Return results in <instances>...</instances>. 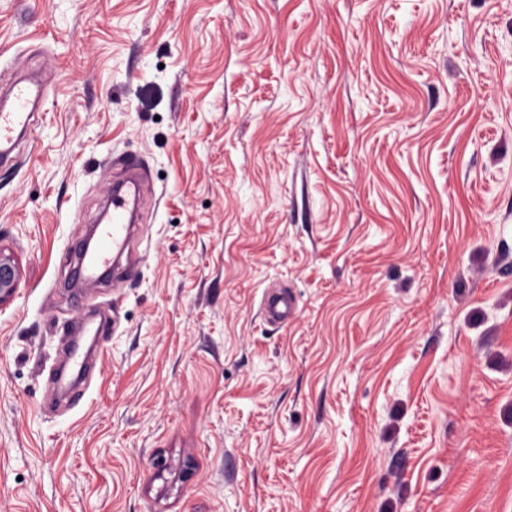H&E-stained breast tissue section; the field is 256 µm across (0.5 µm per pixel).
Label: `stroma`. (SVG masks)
Listing matches in <instances>:
<instances>
[{"mask_svg": "<svg viewBox=\"0 0 512 512\" xmlns=\"http://www.w3.org/2000/svg\"><path fill=\"white\" fill-rule=\"evenodd\" d=\"M39 70L0 512H512V0H0V84ZM128 157L137 262L71 284ZM89 308L98 369L47 407ZM295 311V299L288 291L270 290L262 301L265 320L273 324L288 323Z\"/></svg>", "mask_w": 512, "mask_h": 512, "instance_id": "35a3bbf8", "label": "stroma"}]
</instances>
